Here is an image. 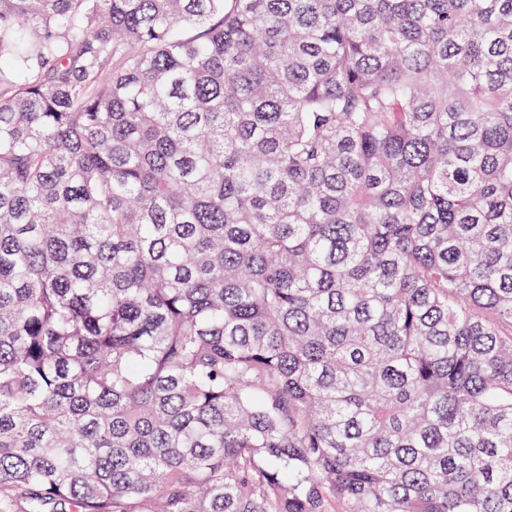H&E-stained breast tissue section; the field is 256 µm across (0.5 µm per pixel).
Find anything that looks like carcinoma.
<instances>
[{
    "instance_id": "carcinoma-1",
    "label": "carcinoma",
    "mask_w": 512,
    "mask_h": 512,
    "mask_svg": "<svg viewBox=\"0 0 512 512\" xmlns=\"http://www.w3.org/2000/svg\"><path fill=\"white\" fill-rule=\"evenodd\" d=\"M512 512V0H0V512Z\"/></svg>"
}]
</instances>
